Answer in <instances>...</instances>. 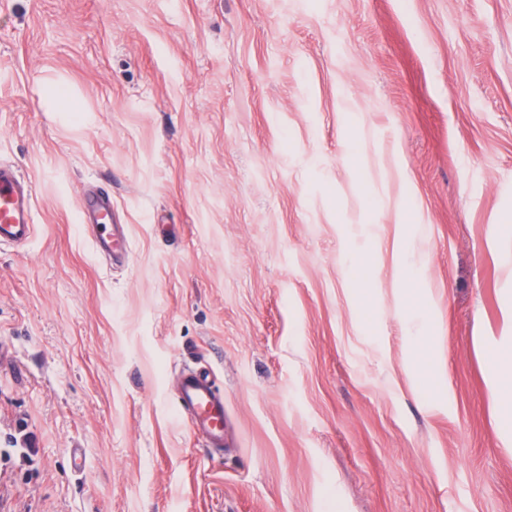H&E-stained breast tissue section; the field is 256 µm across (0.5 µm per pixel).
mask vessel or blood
<instances>
[{"mask_svg": "<svg viewBox=\"0 0 512 512\" xmlns=\"http://www.w3.org/2000/svg\"><path fill=\"white\" fill-rule=\"evenodd\" d=\"M79 221L93 232L97 248L111 253L125 252V233L116 231L112 222V197L108 192L84 195ZM35 190L30 180L12 165L0 164V246L23 247L35 236ZM181 404L190 412L194 430L202 433L214 448L224 441V399L207 381L197 375H185L181 381Z\"/></svg>", "mask_w": 512, "mask_h": 512, "instance_id": "obj_1", "label": "vessel or blood"}]
</instances>
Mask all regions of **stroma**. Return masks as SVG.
Instances as JSON below:
<instances>
[{
    "label": "stroma",
    "instance_id": "stroma-1",
    "mask_svg": "<svg viewBox=\"0 0 512 512\" xmlns=\"http://www.w3.org/2000/svg\"><path fill=\"white\" fill-rule=\"evenodd\" d=\"M0 162V512H512V0H0ZM35 190L14 165L0 164V246L24 247L35 236ZM79 222L92 230L97 248L106 249L112 255L127 250L125 233L116 232V225L112 224V196L108 192L84 195L79 208ZM413 336L410 344V358L416 372L415 381L428 385L433 391H445L444 373L433 367L430 357V337L423 331ZM491 366L490 386L497 411L512 428V345L494 347L486 353ZM179 399L190 412L192 429L202 433L211 448H223L224 397L195 374L183 377Z\"/></svg>",
    "mask_w": 512,
    "mask_h": 512
}]
</instances>
